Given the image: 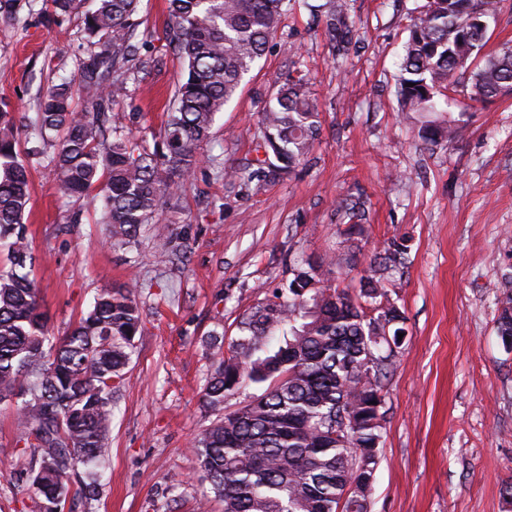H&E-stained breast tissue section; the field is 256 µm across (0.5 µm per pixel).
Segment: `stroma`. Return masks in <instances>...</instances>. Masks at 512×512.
Returning a JSON list of instances; mask_svg holds the SVG:
<instances>
[{"label": "stroma", "mask_w": 512, "mask_h": 512, "mask_svg": "<svg viewBox=\"0 0 512 512\" xmlns=\"http://www.w3.org/2000/svg\"><path fill=\"white\" fill-rule=\"evenodd\" d=\"M426 3L354 0L358 34L341 66L306 11L288 15L200 150L228 167L253 158L258 112L300 60L321 121L310 160L258 186L200 165L177 192L179 254L149 235L129 250L111 247L94 203L61 195L48 159L31 162L26 231L50 335L64 336L98 291L130 281L143 320L114 408L105 493L90 507L71 497L72 512H192L210 494L193 453L211 420L201 394L220 354L208 336L219 327L235 336L242 314L287 282L297 259L339 254L336 207L349 191L368 197L369 222L359 265L338 276L339 288L358 294L376 253L394 239L408 247L396 276L405 336L386 382L369 512H512L501 496L512 481V349L496 331L512 272V96L469 104L455 95L447 110L457 135L446 145L425 144L416 119H399L409 12ZM44 6L20 0L19 24L0 27V108L22 127L40 91L71 73L80 42V15L50 31L39 22ZM139 19V54L155 66L110 121L137 110L157 127L182 64L162 42L168 0H142ZM20 431L15 407L0 406V498L22 503L10 482L23 461Z\"/></svg>", "instance_id": "1"}]
</instances>
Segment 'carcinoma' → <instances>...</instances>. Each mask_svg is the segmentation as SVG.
<instances>
[{"label":"carcinoma","mask_w":512,"mask_h":512,"mask_svg":"<svg viewBox=\"0 0 512 512\" xmlns=\"http://www.w3.org/2000/svg\"><path fill=\"white\" fill-rule=\"evenodd\" d=\"M82 0H46L44 24L60 28ZM505 0H429L410 19L395 97L414 113L426 144L452 142L457 125L441 117L440 101L461 92L482 102L512 86V48L478 60L487 31L467 24L472 13L494 20ZM298 0H169L166 46L182 61L172 106L155 129L140 112L134 129L108 126V113L147 75L149 59L134 43L141 0H95L82 14L74 74L39 96L27 126L32 147L0 112V402L13 401L27 463L17 482L33 490L29 512H64L73 482L92 504L103 494L101 468L112 430V398L125 385L141 312L131 287L106 289L68 333L48 335L32 278L35 258L26 236L30 193L26 160L53 148L49 163L60 191L79 202L100 198L98 223L111 246L130 248L152 225L168 248L174 188L203 162L199 146L217 113L238 93ZM314 27L333 53L352 42L351 0L309 7ZM17 0H0V24L17 22ZM88 103L73 106L74 91ZM317 100L306 74L281 75L259 110L255 157L217 174L249 185L292 174L320 134ZM368 201L347 194L337 213L348 225L339 261L296 263L280 294L237 322L203 389L214 416L194 443L200 469L223 512H368L385 423V380L393 354L384 337L398 336L405 317L391 293L406 246L393 241L361 276L353 297L330 275L357 265ZM498 334L512 343V289L500 300ZM259 392L231 403L241 389Z\"/></svg>","instance_id":"1"}]
</instances>
